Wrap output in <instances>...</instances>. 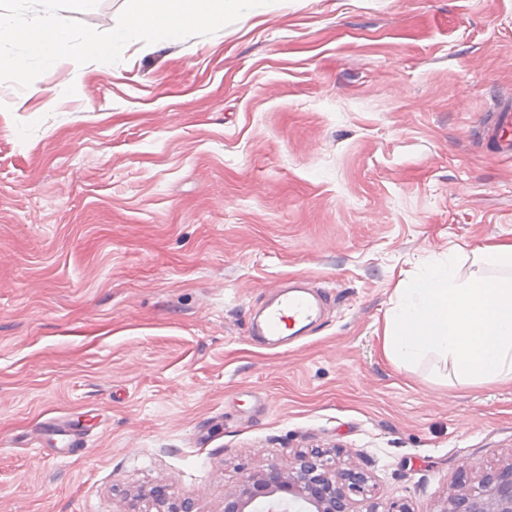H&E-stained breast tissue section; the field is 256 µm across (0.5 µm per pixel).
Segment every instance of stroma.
Instances as JSON below:
<instances>
[{"instance_id":"1","label":"stroma","mask_w":512,"mask_h":512,"mask_svg":"<svg viewBox=\"0 0 512 512\" xmlns=\"http://www.w3.org/2000/svg\"><path fill=\"white\" fill-rule=\"evenodd\" d=\"M512 0H270L213 35L0 82V512H222L241 470L361 458L433 512L463 462L512 458V384L389 361L421 267L499 275ZM325 304L251 339L273 286ZM80 448L29 436L50 421Z\"/></svg>"}]
</instances>
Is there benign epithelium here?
Segmentation results:
<instances>
[{
  "label": "benign epithelium",
  "mask_w": 512,
  "mask_h": 512,
  "mask_svg": "<svg viewBox=\"0 0 512 512\" xmlns=\"http://www.w3.org/2000/svg\"><path fill=\"white\" fill-rule=\"evenodd\" d=\"M367 482L368 474L353 459L338 468L316 452L293 455L286 463L243 473L224 489V512H410L404 503L384 507L373 497L349 496ZM140 496L153 500L156 512H175L161 483ZM435 512H512V458L479 471L468 486L450 483Z\"/></svg>",
  "instance_id": "7a95c632"
}]
</instances>
